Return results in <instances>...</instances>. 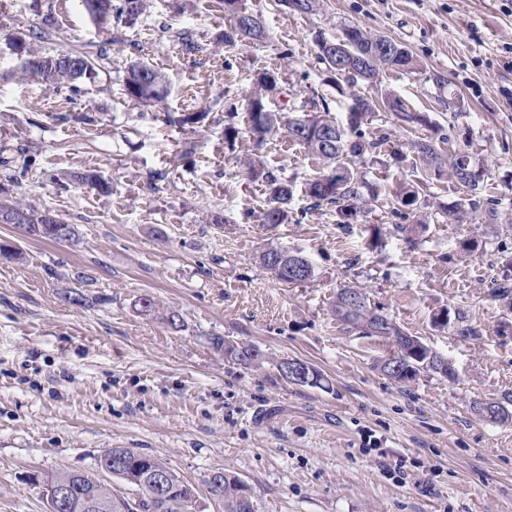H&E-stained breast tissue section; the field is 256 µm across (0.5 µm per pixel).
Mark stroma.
Masks as SVG:
<instances>
[{"mask_svg": "<svg viewBox=\"0 0 512 512\" xmlns=\"http://www.w3.org/2000/svg\"><path fill=\"white\" fill-rule=\"evenodd\" d=\"M244 3L265 33L228 45L221 0H144L136 21L103 26L81 0H0V203L52 210L78 232L62 243L0 223L11 248L0 256V512H46L33 476L96 472L108 448L162 459L196 488L201 512H222L206 489L217 469L250 486L257 512H512V424L473 410L512 393V307L497 297L512 278V226L449 222L442 205L465 192L444 179L431 188L423 228L384 205L396 185L419 190L415 144L428 138L443 153H475L502 216L512 215V0H319L308 14L278 0ZM43 13L57 21L38 45L46 55L104 44L106 28L121 37L77 91L22 78L5 44ZM348 26L408 48L417 71L386 72L381 87L432 125L370 117L366 134L387 142L358 163L372 191L343 227L335 207H314L305 192L327 163L282 128L254 147L246 104L258 74L273 71L270 108L282 119L325 108L346 125L352 95L371 100L378 89L338 88L315 37ZM139 60L165 74L162 102L125 96ZM438 73L461 114L436 89ZM232 105L239 135L230 144ZM191 112L206 118L176 123ZM254 166L290 184L288 223L264 226L267 186ZM88 170L110 193L78 182ZM270 247L304 255L312 280L278 281L260 261ZM351 287L446 358L454 378L387 377L379 362L389 343L336 319V294ZM69 289L86 305L66 303ZM145 295L177 310L181 326L140 312ZM464 326L473 335H461ZM215 336L258 346L266 360L243 368ZM284 359L312 365L323 386L288 383Z\"/></svg>", "mask_w": 512, "mask_h": 512, "instance_id": "stroma-1", "label": "stroma"}]
</instances>
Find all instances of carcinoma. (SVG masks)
<instances>
[{
    "label": "carcinoma",
    "instance_id": "obj_1",
    "mask_svg": "<svg viewBox=\"0 0 512 512\" xmlns=\"http://www.w3.org/2000/svg\"><path fill=\"white\" fill-rule=\"evenodd\" d=\"M90 16L98 23L112 16L118 21H130L136 19L144 10V0H81ZM224 12L227 13L233 25V33H224L227 42L237 39L256 40L263 34L262 24L257 22L258 16L249 11L242 4V0H224ZM56 29L51 15L42 17L41 26L29 34V38L15 36L8 42L9 49L16 56L18 69L31 79L40 81L53 88L69 87L77 88V84L84 80H91L96 76L98 59L102 54H94L91 51H74L59 53L52 56H44L33 46V40L46 41ZM352 50L357 56L371 51L373 35L367 31L352 27ZM379 40L387 42L397 50L386 56H380L369 64L368 68L361 69L352 66L351 70L343 73V79L349 87H355L361 82L375 83L376 79L387 71L414 72L415 60L408 50H399L401 43L385 36H379ZM279 77L271 72L259 74L256 80L255 90L247 99V112L249 117L250 138L256 146H261L266 137L276 129L277 116L268 108L270 95L278 89ZM126 96L140 104H151L161 101L167 95L165 77L157 69L141 61L132 63L128 70L124 83ZM378 108L367 112H351L348 117L350 134H345L339 129L336 122L324 118L321 115H308L303 119H291L286 124L288 136L295 142L304 146L309 153L324 159L344 172L336 190L328 191L323 187V175L316 176L307 183V195L314 200V206L336 205V213L340 223L348 224L356 215V201L363 196L366 182L358 176V172L350 164V161L362 160L382 148L386 143V137H365L360 130L362 124L367 121V116ZM332 126L338 130L336 135L337 145L327 147L322 138L323 130ZM418 153L427 164L425 168L426 183L446 176L448 182L454 183L467 191V197L452 203L445 208L448 219L458 221L468 212L481 213L485 223L498 222L500 213L498 206L501 201L497 199L481 197L488 191V183L492 181L490 173L482 177L471 175L460 164L463 151H453L448 154L446 161L439 164L438 150L431 140H421L417 143ZM269 203L263 213V224L269 228H276L288 223L290 211L288 203L292 196L289 185L271 175L265 176ZM78 181L99 191L102 194L110 192L109 183L101 178L95 171H88L78 177ZM386 204L392 208L396 206L406 207L418 211L427 207L426 196L419 191H407L405 187H398L390 193ZM0 211L21 218L22 223L28 224L40 231L39 238L50 241H70L76 236L73 225L65 222L58 215L48 210H38L32 206L0 204ZM284 253L279 248H269L262 252L260 260L262 265L275 277L288 285L298 284V280L292 272L291 261L281 264L278 255ZM336 317L349 330H353L365 336H376L387 340L393 348L392 354L402 357L401 371L387 376L396 382H411L423 373L440 374L448 376V371L443 369L446 360L433 351L419 337L408 334L388 316L374 309L361 289H342L336 297ZM213 345L224 351V356L245 367H257L265 360L263 351L255 345H238L224 340L220 336L213 338ZM497 408L500 415L494 419L498 424L512 423V395L506 394L500 400L478 404L475 410L483 406ZM98 461L111 464V470L128 478L126 484L132 487L131 496H112L109 512H155L152 508L154 486L142 474L155 469L166 473L170 480L171 496L160 512H198V495L196 489L173 472L160 459L142 454L133 448H110L98 457ZM41 483L70 484L78 495L91 491L102 497H109L110 485H94L79 476L74 471H53L42 475ZM207 492L210 497L222 506L224 512H256L251 508L252 496L248 492V486L234 472L220 469L215 472V480L206 481Z\"/></svg>",
    "mask_w": 512,
    "mask_h": 512
}]
</instances>
